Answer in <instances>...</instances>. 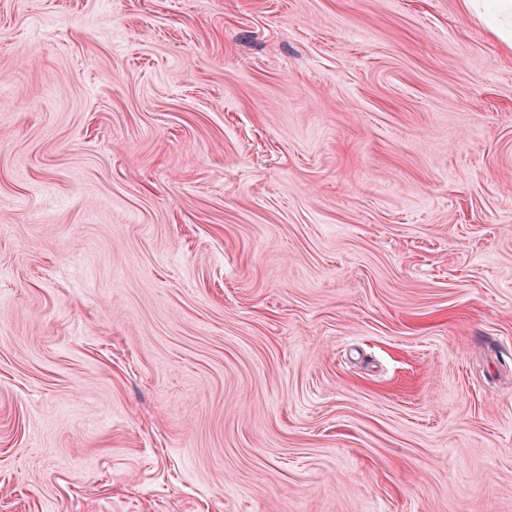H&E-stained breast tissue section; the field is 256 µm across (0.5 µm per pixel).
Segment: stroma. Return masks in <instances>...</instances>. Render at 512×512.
Segmentation results:
<instances>
[{"mask_svg":"<svg viewBox=\"0 0 512 512\" xmlns=\"http://www.w3.org/2000/svg\"><path fill=\"white\" fill-rule=\"evenodd\" d=\"M0 512H512L495 29L0 0Z\"/></svg>","mask_w":512,"mask_h":512,"instance_id":"1","label":"stroma"}]
</instances>
